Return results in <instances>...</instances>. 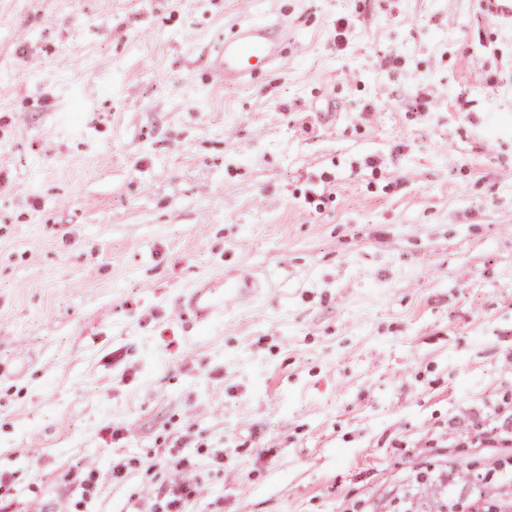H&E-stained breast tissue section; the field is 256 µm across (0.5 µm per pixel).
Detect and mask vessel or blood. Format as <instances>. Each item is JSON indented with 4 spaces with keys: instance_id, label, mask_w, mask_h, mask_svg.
<instances>
[{
    "instance_id": "b4317fda",
    "label": "vessel or blood",
    "mask_w": 512,
    "mask_h": 512,
    "mask_svg": "<svg viewBox=\"0 0 512 512\" xmlns=\"http://www.w3.org/2000/svg\"><path fill=\"white\" fill-rule=\"evenodd\" d=\"M282 32L274 22L238 24L236 36L216 51L212 70L220 83L232 85L249 78L261 69L270 68L280 53ZM258 286L247 276L212 277L183 295L180 308L196 321L222 317L229 304L241 301Z\"/></svg>"
}]
</instances>
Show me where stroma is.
<instances>
[{"label": "stroma", "instance_id": "35a3bbf8", "mask_svg": "<svg viewBox=\"0 0 512 512\" xmlns=\"http://www.w3.org/2000/svg\"><path fill=\"white\" fill-rule=\"evenodd\" d=\"M242 19L288 38L226 86L210 60ZM243 272L259 288L223 319L181 314L192 285ZM509 416L494 0H0L15 512H148L177 436L187 512H473L512 498V439L480 434ZM85 467L92 501L65 481Z\"/></svg>", "mask_w": 512, "mask_h": 512}]
</instances>
